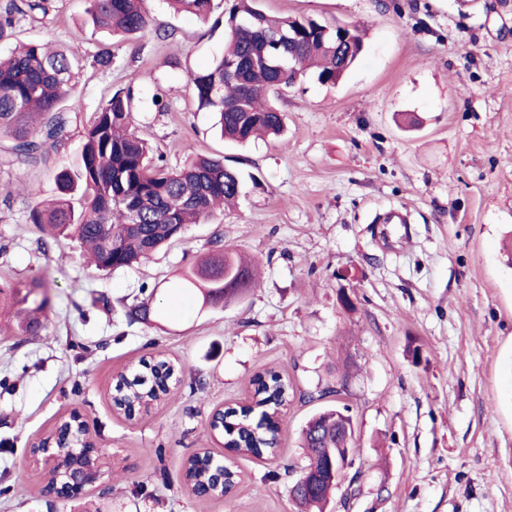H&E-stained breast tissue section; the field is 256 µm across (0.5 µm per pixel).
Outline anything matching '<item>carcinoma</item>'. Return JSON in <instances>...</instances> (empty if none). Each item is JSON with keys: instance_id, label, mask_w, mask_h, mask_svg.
I'll return each instance as SVG.
<instances>
[{"instance_id": "1", "label": "carcinoma", "mask_w": 512, "mask_h": 512, "mask_svg": "<svg viewBox=\"0 0 512 512\" xmlns=\"http://www.w3.org/2000/svg\"><path fill=\"white\" fill-rule=\"evenodd\" d=\"M176 12L205 18L217 7L215 0H166ZM47 0H5L0 6V42L12 36L15 16L35 18L47 13ZM91 34L107 31L126 39L150 33L165 39L167 31L153 29L143 0H87ZM292 32L279 67L266 65L276 31ZM344 48H336V29L313 19L273 16L263 12L257 0H233L225 20L224 51L206 70L190 76L199 109L214 114L224 137L247 143L262 135L279 136L285 130V115L270 100L272 95L295 85L305 75V64L316 63L315 76L322 84H334L354 65L362 38L355 28L347 30ZM233 61L238 70L224 78V64ZM73 63L62 51L38 41L18 42L11 53L0 57V165L13 167L44 159L46 147L60 139L67 118L61 102L72 92ZM133 94L118 90L99 108L85 130L78 175L57 173L60 195L37 202L29 221L49 236L72 237L87 245L91 263L99 270L131 267L149 258L178 237L188 224H197L216 209L241 197L244 182L238 171L221 157L190 154L178 169L171 170L156 158L150 144L133 128ZM82 191L83 206L75 211L71 197ZM200 257L179 275L180 287L199 292L204 302L226 303L240 298L257 284L258 264L222 244ZM50 282L33 277L7 289L0 288V302L18 308L23 317L18 330L37 336L44 329L50 303ZM156 310L147 301H134L127 312L131 323H152ZM172 364L158 358L142 365L140 382L118 375L115 393L127 406H148L157 397ZM257 394L253 409L229 410L218 426L226 444L242 445L255 457L275 454L278 424L272 422L280 405L288 400L290 381L278 373L253 379ZM354 435L351 418L326 410L314 414L302 428L301 448L306 458L303 470L320 477L312 487L291 496L299 512H325L329 493L336 483L325 475L328 449L346 447ZM184 479L194 490L213 487L212 474L192 460L185 464Z\"/></svg>"}]
</instances>
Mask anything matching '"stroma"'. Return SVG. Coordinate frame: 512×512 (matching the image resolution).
Segmentation results:
<instances>
[{
    "label": "stroma",
    "instance_id": "obj_1",
    "mask_svg": "<svg viewBox=\"0 0 512 512\" xmlns=\"http://www.w3.org/2000/svg\"><path fill=\"white\" fill-rule=\"evenodd\" d=\"M259 5L358 26L364 47L338 83L308 77L285 91V135L247 145L221 138L190 81L224 49L223 10L202 21L144 0L172 38L112 42L107 68L96 61L103 35L77 36L85 0L17 17L19 39L74 59L75 88L46 163L0 169V287L54 283L41 335L20 334L0 308V512H296L300 430L336 406L349 409L357 453L328 512H512V0ZM127 88L136 131L168 167L193 152L223 157L244 193L141 263L100 271L77 240L41 246L28 214L55 198L57 168L77 170L99 106ZM394 208L409 223H377ZM217 238L260 261L257 288L217 306L194 293L184 314L128 322L140 288L164 306ZM157 357L180 383L126 418L112 407L113 376ZM265 371L294 391L276 455L258 459L225 448L209 420L250 403ZM74 413L106 464L61 500L31 450ZM203 448L239 472L232 496L187 489L183 463Z\"/></svg>",
    "mask_w": 512,
    "mask_h": 512
}]
</instances>
